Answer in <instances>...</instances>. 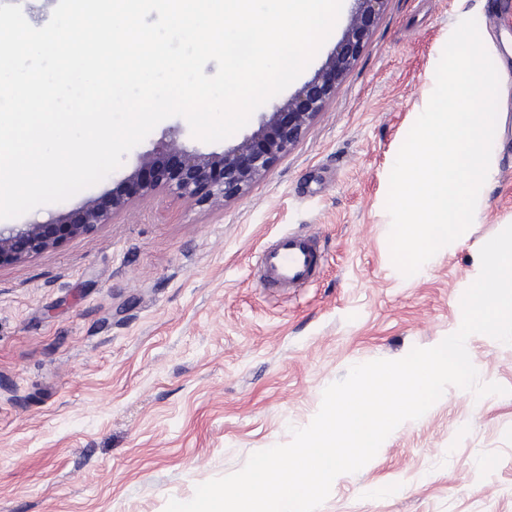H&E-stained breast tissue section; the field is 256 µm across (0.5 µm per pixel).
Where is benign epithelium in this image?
<instances>
[{
  "instance_id": "1",
  "label": "benign epithelium",
  "mask_w": 512,
  "mask_h": 512,
  "mask_svg": "<svg viewBox=\"0 0 512 512\" xmlns=\"http://www.w3.org/2000/svg\"><path fill=\"white\" fill-rule=\"evenodd\" d=\"M356 11L335 54L294 97L273 111L249 137L221 154H194L170 141L162 153L140 158L126 181L138 197L168 186L199 205L220 206L241 197L283 154L289 152L304 131L335 94L336 84L355 62L363 39L378 16L384 0H355ZM130 197L117 192L107 202L91 199L81 210L49 224H25L0 230V265L23 262L45 250L109 224Z\"/></svg>"
}]
</instances>
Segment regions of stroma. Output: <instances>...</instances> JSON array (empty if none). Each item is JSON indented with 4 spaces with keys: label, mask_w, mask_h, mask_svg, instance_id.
<instances>
[{
    "label": "stroma",
    "mask_w": 512,
    "mask_h": 512,
    "mask_svg": "<svg viewBox=\"0 0 512 512\" xmlns=\"http://www.w3.org/2000/svg\"><path fill=\"white\" fill-rule=\"evenodd\" d=\"M354 7L343 0L305 70L231 137L206 143L183 117L165 119L97 184L0 226L54 222L122 190L171 129L191 153L235 147L328 62ZM465 18L503 74L498 147L471 227L406 277L389 251V175ZM511 224L512 0H385L335 96L242 197L200 206L163 187L113 223L0 266V512H164L190 500L288 443L352 365L455 332L482 245ZM305 230L321 239L314 282L269 294L255 256ZM466 347L480 382L507 394L447 388L339 475L320 512H512V345L474 334Z\"/></svg>",
    "instance_id": "stroma-1"
}]
</instances>
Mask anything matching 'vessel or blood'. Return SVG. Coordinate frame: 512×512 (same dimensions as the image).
<instances>
[{"mask_svg":"<svg viewBox=\"0 0 512 512\" xmlns=\"http://www.w3.org/2000/svg\"><path fill=\"white\" fill-rule=\"evenodd\" d=\"M321 259L319 240L308 233H288L261 251L255 263L264 287L274 291L310 284Z\"/></svg>","mask_w":512,"mask_h":512,"instance_id":"b4317fda","label":"vessel or blood"}]
</instances>
